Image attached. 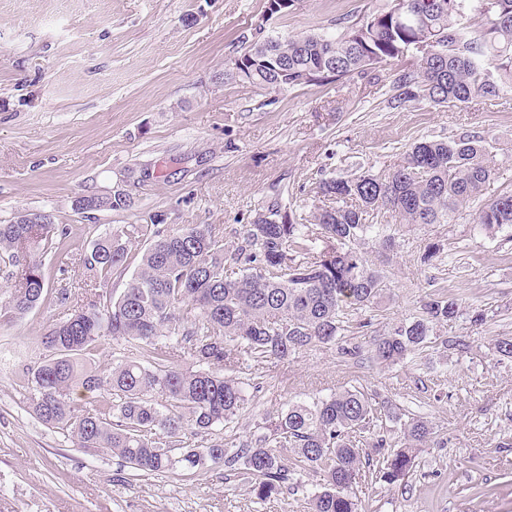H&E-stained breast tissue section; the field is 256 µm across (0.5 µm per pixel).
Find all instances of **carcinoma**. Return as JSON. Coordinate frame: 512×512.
I'll return each mask as SVG.
<instances>
[{
	"label": "carcinoma",
	"mask_w": 512,
	"mask_h": 512,
	"mask_svg": "<svg viewBox=\"0 0 512 512\" xmlns=\"http://www.w3.org/2000/svg\"><path fill=\"white\" fill-rule=\"evenodd\" d=\"M408 8L403 16L389 0L334 34L273 37L259 24L242 35L243 52L224 75L280 90L367 77L397 63L384 100L390 109L512 96V0H408ZM493 140L490 133L421 140L385 174L362 169L326 179L320 193L332 205L314 207L312 225L288 213L268 221L282 208L270 201L233 249L209 225L157 230L117 297L108 285L125 273L131 245L148 227L112 230L85 261L99 287L85 298L62 292L68 313L40 336L43 356L27 376L28 409L77 447L109 451L136 472L200 476L227 460L239 465L247 492L267 499L308 471L317 484L306 495L307 512H358L351 492L357 472L367 465L378 482L404 480L416 450L437 439L427 419L405 418L392 402L352 387L268 412L238 443L213 431L237 427L272 360L336 345L344 358L396 365L432 343L434 326L459 313L445 294L426 296L366 351L345 340L351 312L374 307L385 294V275L359 246L393 239L390 224H367L363 214L384 209L400 224H451L473 206V223L511 227L512 191L483 199L495 171ZM54 230L50 223L0 224V251L21 268L19 287L0 306L16 316L45 298L31 252L52 248ZM229 260L240 267L233 278L225 272ZM105 341L127 354L100 368L93 356ZM178 352L189 361H175ZM79 392L97 400L79 404ZM389 421L400 424L399 435L387 429Z\"/></svg>",
	"instance_id": "cac0c4a2"
}]
</instances>
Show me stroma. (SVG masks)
Returning <instances> with one entry per match:
<instances>
[{
	"mask_svg": "<svg viewBox=\"0 0 512 512\" xmlns=\"http://www.w3.org/2000/svg\"><path fill=\"white\" fill-rule=\"evenodd\" d=\"M382 2L298 0L268 19L267 0H0V224L46 214L68 232L59 249L34 255L44 301L20 318L0 311V512H305L308 475L301 490L260 500L227 463L202 476H136L119 458L76 447L28 409L26 369L42 354L44 330L65 317L61 292L94 287L85 260L113 228L210 224L235 246L265 203L309 213L321 179L382 171L416 141L465 132L497 138L485 198L512 189V100L391 110L387 67L375 80L284 90L224 77L242 51L239 35L258 22L272 36L332 33ZM118 192L130 198L126 209L75 206ZM394 237L391 248L362 247L388 292L358 342L433 293L457 299V318L395 366L346 360L333 346L270 364L236 434L287 404L359 387L425 417L440 437L400 484L360 471L359 512H512V358L494 351L512 336V229H482L464 214L453 224H400ZM434 242L442 251L425 259ZM446 338L467 347L445 348Z\"/></svg>",
	"mask_w": 512,
	"mask_h": 512,
	"instance_id": "35a3bbf8",
	"label": "stroma"
}]
</instances>
